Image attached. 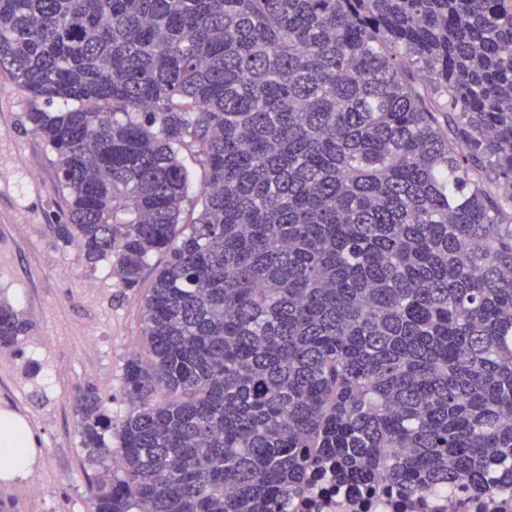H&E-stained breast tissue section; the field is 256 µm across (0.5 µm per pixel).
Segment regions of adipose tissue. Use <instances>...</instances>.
Returning a JSON list of instances; mask_svg holds the SVG:
<instances>
[{
    "label": "adipose tissue",
    "mask_w": 512,
    "mask_h": 512,
    "mask_svg": "<svg viewBox=\"0 0 512 512\" xmlns=\"http://www.w3.org/2000/svg\"><path fill=\"white\" fill-rule=\"evenodd\" d=\"M37 460V441L19 413L0 410V485L26 478Z\"/></svg>",
    "instance_id": "ef3b65f1"
}]
</instances>
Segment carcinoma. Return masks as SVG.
<instances>
[{
    "label": "carcinoma",
    "mask_w": 512,
    "mask_h": 512,
    "mask_svg": "<svg viewBox=\"0 0 512 512\" xmlns=\"http://www.w3.org/2000/svg\"><path fill=\"white\" fill-rule=\"evenodd\" d=\"M0 71L60 240L129 290L164 255L132 411L76 396L89 459L119 440L92 512L512 479V0H0Z\"/></svg>",
    "instance_id": "carcinoma-1"
}]
</instances>
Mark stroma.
<instances>
[{"label": "stroma", "instance_id": "1", "mask_svg": "<svg viewBox=\"0 0 512 512\" xmlns=\"http://www.w3.org/2000/svg\"><path fill=\"white\" fill-rule=\"evenodd\" d=\"M26 95L0 72V300L31 323L18 346L0 348V409L27 420L41 450L32 472L0 487V512H90L97 469L81 443L73 396L94 385L108 415H126V362L142 335L138 290L122 288L109 262L86 265L54 227L66 199L57 156L25 120Z\"/></svg>", "mask_w": 512, "mask_h": 512}]
</instances>
